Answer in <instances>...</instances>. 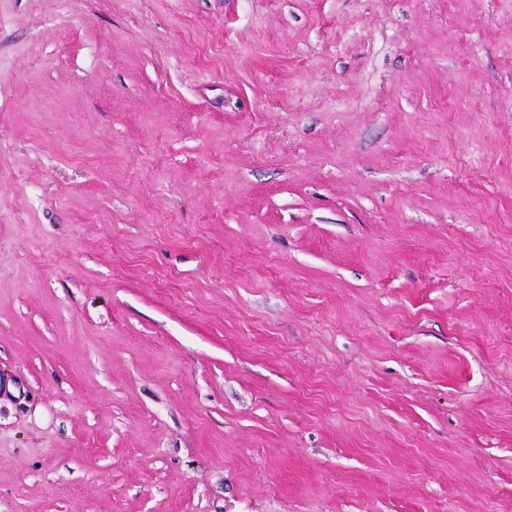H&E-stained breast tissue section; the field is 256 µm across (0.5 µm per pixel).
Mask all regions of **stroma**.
<instances>
[{
  "label": "stroma",
  "instance_id": "35a3bbf8",
  "mask_svg": "<svg viewBox=\"0 0 512 512\" xmlns=\"http://www.w3.org/2000/svg\"><path fill=\"white\" fill-rule=\"evenodd\" d=\"M0 512H512V0H0Z\"/></svg>",
  "mask_w": 512,
  "mask_h": 512
}]
</instances>
